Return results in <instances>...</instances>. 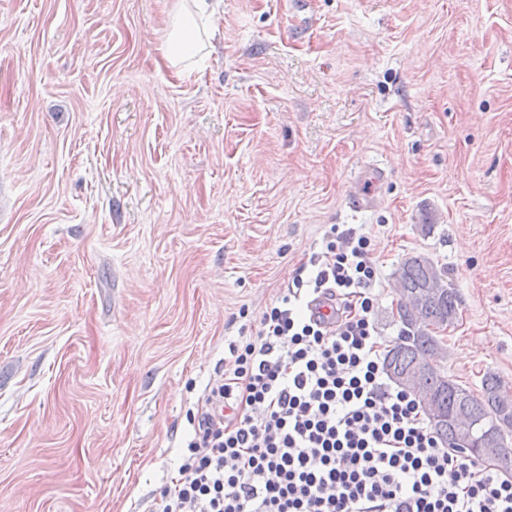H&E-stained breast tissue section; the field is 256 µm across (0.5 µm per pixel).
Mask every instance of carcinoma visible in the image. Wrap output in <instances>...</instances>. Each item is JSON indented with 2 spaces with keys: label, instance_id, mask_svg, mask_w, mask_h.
Returning a JSON list of instances; mask_svg holds the SVG:
<instances>
[{
  "label": "carcinoma",
  "instance_id": "1",
  "mask_svg": "<svg viewBox=\"0 0 512 512\" xmlns=\"http://www.w3.org/2000/svg\"><path fill=\"white\" fill-rule=\"evenodd\" d=\"M401 298L397 315L401 336L385 356V367L394 372L416 370L419 385L430 393L435 408L447 415L464 410L474 421L493 428L495 399L512 408V399L503 395L500 381L489 375L482 380L481 396L450 378L434 366L439 338L434 330L454 325L458 316V294L448 284L447 272L424 255H413L401 261L394 273ZM434 433L449 448L463 449L457 442L452 424L433 426Z\"/></svg>",
  "mask_w": 512,
  "mask_h": 512
}]
</instances>
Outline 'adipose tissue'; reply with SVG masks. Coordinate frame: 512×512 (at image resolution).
Returning a JSON list of instances; mask_svg holds the SVG:
<instances>
[{"label":"adipose tissue","mask_w":512,"mask_h":512,"mask_svg":"<svg viewBox=\"0 0 512 512\" xmlns=\"http://www.w3.org/2000/svg\"><path fill=\"white\" fill-rule=\"evenodd\" d=\"M216 14L215 0H176L159 46L168 67L180 73L206 61L205 40L215 28Z\"/></svg>","instance_id":"ef3b65f1"}]
</instances>
